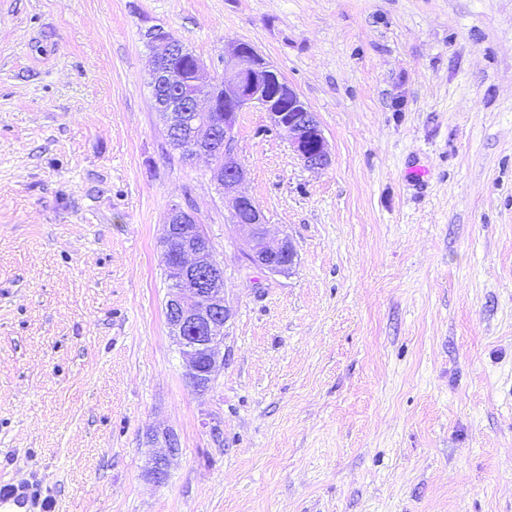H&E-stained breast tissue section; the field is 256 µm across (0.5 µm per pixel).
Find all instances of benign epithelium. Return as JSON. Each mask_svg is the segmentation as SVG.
I'll return each mask as SVG.
<instances>
[{
    "label": "benign epithelium",
    "instance_id": "benign-epithelium-1",
    "mask_svg": "<svg viewBox=\"0 0 512 512\" xmlns=\"http://www.w3.org/2000/svg\"><path fill=\"white\" fill-rule=\"evenodd\" d=\"M158 49L150 72L153 92L172 89V97L154 98V105L167 127L178 124L188 112H207L205 120L192 122L194 139L216 146L224 162L213 168V180L232 197L231 222L249 230L248 259L270 273H286L295 264L296 253L288 237L271 238L262 209L242 191L247 169L234 151L238 113L256 107L267 112L271 127L291 136L292 147L301 162L320 169L330 162V148L317 116L299 94L258 52L244 42L224 46V81H218L199 63L186 78L168 60L185 53L183 45L162 27L149 33ZM183 248L166 266L173 288L166 304L168 325L182 358L185 375L192 387L204 391L216 368L224 364L219 349L224 345V324L230 310L224 302V287L217 278L221 270L209 241L201 234L192 211L171 208L166 220L164 251L175 237ZM170 460L165 454L153 459L150 474L161 482L168 476Z\"/></svg>",
    "mask_w": 512,
    "mask_h": 512
}]
</instances>
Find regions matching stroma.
Wrapping results in <instances>:
<instances>
[{
	"label": "stroma",
	"instance_id": "1",
	"mask_svg": "<svg viewBox=\"0 0 512 512\" xmlns=\"http://www.w3.org/2000/svg\"><path fill=\"white\" fill-rule=\"evenodd\" d=\"M252 45L315 112L310 169L238 115L246 258L166 140L145 33ZM224 273L196 391L166 321L172 205ZM179 441L166 480L154 435ZM51 512H512V0H0V482Z\"/></svg>",
	"mask_w": 512,
	"mask_h": 512
}]
</instances>
